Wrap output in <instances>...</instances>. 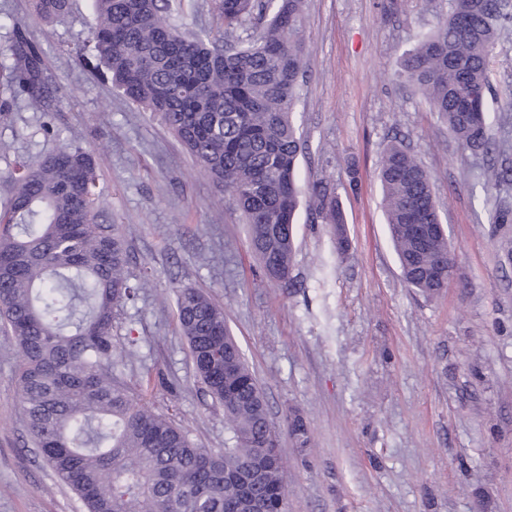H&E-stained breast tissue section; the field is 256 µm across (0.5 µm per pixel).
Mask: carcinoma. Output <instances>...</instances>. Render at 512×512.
Listing matches in <instances>:
<instances>
[{
    "label": "carcinoma",
    "mask_w": 512,
    "mask_h": 512,
    "mask_svg": "<svg viewBox=\"0 0 512 512\" xmlns=\"http://www.w3.org/2000/svg\"><path fill=\"white\" fill-rule=\"evenodd\" d=\"M217 33L175 25L173 0H93L92 51L112 88L152 113L180 140L201 171L229 193L247 225L264 276L288 279L301 135L293 120L304 75L303 0H211ZM449 16L403 60L414 90L440 114L459 147L490 151L486 122L489 61L508 0H450ZM70 0H32L51 21ZM256 35L228 41L244 24ZM48 82L43 52L15 24L0 51V120L23 97L42 108ZM382 208L406 284L428 299L447 284L433 277L448 256V235L424 242L409 224L441 223L430 175L401 143L379 159ZM494 185L512 164L485 168ZM13 194L0 207V332L17 348L16 374L31 446L80 500L83 512H286L288 477L264 392L230 333L224 309L193 288L175 291L178 326L196 376L224 407V451L194 446L120 377L112 345L116 310L136 299L148 277L130 281L127 248L113 225L96 221L104 188L92 155L63 142L9 167ZM322 223L348 245L329 185L312 192ZM287 426L304 448V417Z\"/></svg>",
    "instance_id": "cac0c4a2"
}]
</instances>
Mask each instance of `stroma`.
<instances>
[{
    "label": "stroma",
    "mask_w": 512,
    "mask_h": 512,
    "mask_svg": "<svg viewBox=\"0 0 512 512\" xmlns=\"http://www.w3.org/2000/svg\"><path fill=\"white\" fill-rule=\"evenodd\" d=\"M448 0H304L306 72L294 120L303 188L334 187L347 252L300 206L288 280L265 278L229 195L150 113L113 91L91 51L89 0L35 20L29 0H0V49L12 22L43 50L52 122L93 155L119 225L131 280L112 341L122 379L145 390L198 447L223 449L224 410L195 375L177 329L175 291L195 288L224 317L262 386L288 471V512H512V181L487 185L439 113L403 75L406 52L446 17ZM489 133L512 153V24L491 56ZM18 100L0 124V174L56 142ZM400 141L429 172L454 255L428 300L403 281L381 208V153ZM16 347L0 334V512H82L29 443ZM305 417L297 449L286 418Z\"/></svg>",
    "instance_id": "1"
}]
</instances>
